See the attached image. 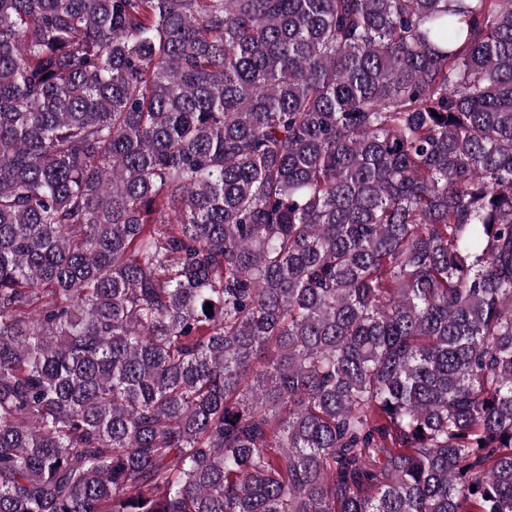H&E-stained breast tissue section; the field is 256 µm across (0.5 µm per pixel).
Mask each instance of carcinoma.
<instances>
[{"label":"carcinoma","mask_w":512,"mask_h":512,"mask_svg":"<svg viewBox=\"0 0 512 512\" xmlns=\"http://www.w3.org/2000/svg\"><path fill=\"white\" fill-rule=\"evenodd\" d=\"M0 512H512V0H0Z\"/></svg>","instance_id":"obj_1"}]
</instances>
